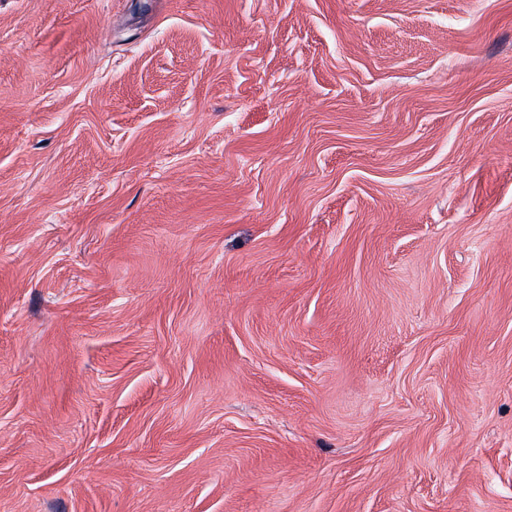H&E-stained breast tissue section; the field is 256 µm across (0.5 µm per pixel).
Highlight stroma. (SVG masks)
<instances>
[{
  "instance_id": "stroma-1",
  "label": "stroma",
  "mask_w": 512,
  "mask_h": 512,
  "mask_svg": "<svg viewBox=\"0 0 512 512\" xmlns=\"http://www.w3.org/2000/svg\"><path fill=\"white\" fill-rule=\"evenodd\" d=\"M0 512H512V0H0Z\"/></svg>"
}]
</instances>
